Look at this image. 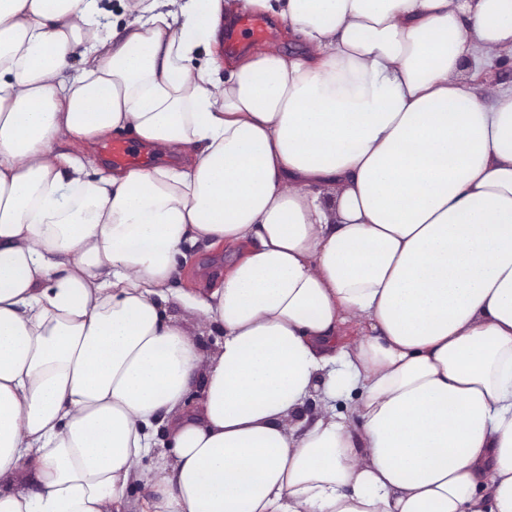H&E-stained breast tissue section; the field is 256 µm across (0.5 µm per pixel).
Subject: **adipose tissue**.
Wrapping results in <instances>:
<instances>
[{"label":"adipose tissue","mask_w":512,"mask_h":512,"mask_svg":"<svg viewBox=\"0 0 512 512\" xmlns=\"http://www.w3.org/2000/svg\"><path fill=\"white\" fill-rule=\"evenodd\" d=\"M124 10L0 0V512H512V0ZM254 11L295 51L223 68ZM119 140V141H116ZM114 141V142H112ZM129 142L132 144H137L141 146L150 157V163L147 167L152 168L154 166H157L165 160L162 157V153L159 151H156V149L146 143H143L136 138H134L131 135H119V136H110L106 139H103L94 147V152L90 155L91 159L93 160L94 164L92 167H96L98 165H106L108 168L111 169H127V168H133V167H139V166H128V167H118L114 165H131L138 163L143 160V152L135 148L125 142ZM112 142V143H111ZM110 143V144H109ZM108 144V145H107ZM107 145V146H106ZM110 155L111 161L108 159L107 154L105 153V148ZM114 164V165H113ZM187 254V262L181 259V273L176 281V288H205L228 267L224 260V246L211 248L207 243L187 244L183 248Z\"/></svg>","instance_id":"1"}]
</instances>
